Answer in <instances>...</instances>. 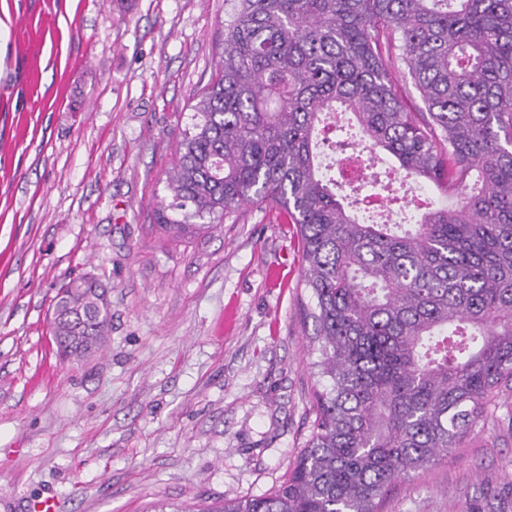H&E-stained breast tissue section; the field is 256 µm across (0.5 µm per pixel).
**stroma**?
<instances>
[{"instance_id":"obj_1","label":"stroma","mask_w":512,"mask_h":512,"mask_svg":"<svg viewBox=\"0 0 512 512\" xmlns=\"http://www.w3.org/2000/svg\"><path fill=\"white\" fill-rule=\"evenodd\" d=\"M231 0H0V512H187L272 492L314 418L299 229L253 205L156 223ZM102 349L59 357L79 276ZM383 512H512V421L398 480ZM53 315V337L65 358L86 357L95 352L101 346L112 319L108 296L98 281L85 277L77 278L58 290Z\"/></svg>"}]
</instances>
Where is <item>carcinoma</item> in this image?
I'll list each match as a JSON object with an SVG mask.
<instances>
[{
	"label": "carcinoma",
	"instance_id": "1",
	"mask_svg": "<svg viewBox=\"0 0 512 512\" xmlns=\"http://www.w3.org/2000/svg\"><path fill=\"white\" fill-rule=\"evenodd\" d=\"M422 105L395 88V63ZM456 198L364 224L316 163L323 114ZM156 221L179 235L245 204L298 224L320 340L310 436L271 493L200 512H380L512 391V0H238ZM65 358L102 344L98 281L59 289Z\"/></svg>",
	"mask_w": 512,
	"mask_h": 512
}]
</instances>
